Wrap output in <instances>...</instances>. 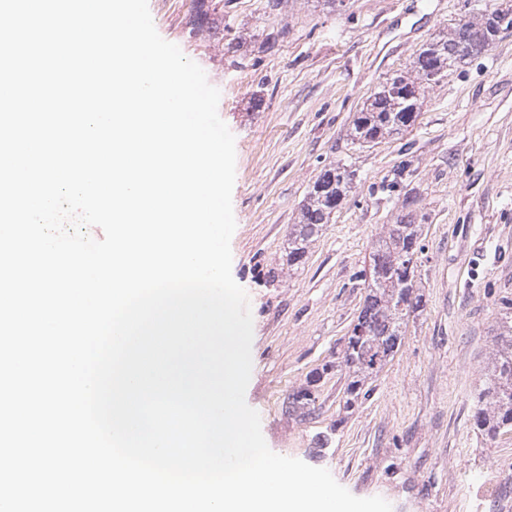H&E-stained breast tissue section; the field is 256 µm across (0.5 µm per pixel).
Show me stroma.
<instances>
[{
  "label": "stroma",
  "mask_w": 512,
  "mask_h": 512,
  "mask_svg": "<svg viewBox=\"0 0 512 512\" xmlns=\"http://www.w3.org/2000/svg\"><path fill=\"white\" fill-rule=\"evenodd\" d=\"M159 35L219 89L235 137L232 276L253 319L247 404L275 453L325 468L392 512H503L512 432L473 424L475 396L512 317V28L439 81L402 134L361 147L355 112L419 48L488 0H148ZM206 8L208 23L198 21ZM351 189L299 266L288 238L332 164ZM421 225L423 310L368 395L338 362L362 308L373 241ZM308 388L314 404L294 403Z\"/></svg>",
  "instance_id": "35a3bbf8"
}]
</instances>
